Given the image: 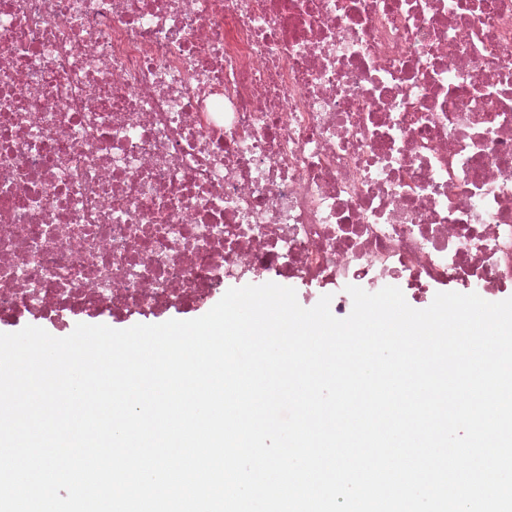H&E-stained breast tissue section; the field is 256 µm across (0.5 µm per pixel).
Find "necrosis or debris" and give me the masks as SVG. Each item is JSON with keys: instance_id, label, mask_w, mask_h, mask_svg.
<instances>
[{"instance_id": "necrosis-or-debris-1", "label": "necrosis or debris", "mask_w": 512, "mask_h": 512, "mask_svg": "<svg viewBox=\"0 0 512 512\" xmlns=\"http://www.w3.org/2000/svg\"><path fill=\"white\" fill-rule=\"evenodd\" d=\"M242 279L512 288V0H0V323Z\"/></svg>"}]
</instances>
